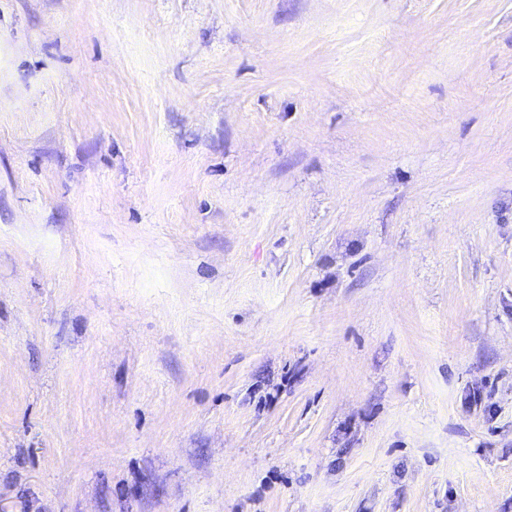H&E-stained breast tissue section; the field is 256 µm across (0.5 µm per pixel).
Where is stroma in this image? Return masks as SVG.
I'll use <instances>...</instances> for the list:
<instances>
[{"label": "stroma", "instance_id": "1", "mask_svg": "<svg viewBox=\"0 0 512 512\" xmlns=\"http://www.w3.org/2000/svg\"><path fill=\"white\" fill-rule=\"evenodd\" d=\"M6 512H512V0H0Z\"/></svg>", "mask_w": 512, "mask_h": 512}]
</instances>
